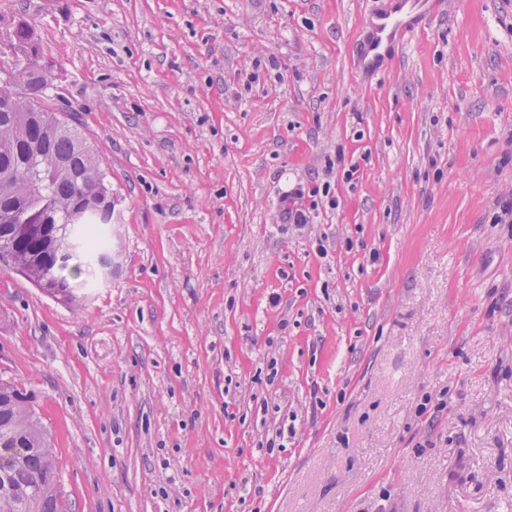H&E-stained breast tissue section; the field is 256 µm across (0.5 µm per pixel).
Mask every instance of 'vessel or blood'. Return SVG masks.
Wrapping results in <instances>:
<instances>
[{
    "label": "vessel or blood",
    "instance_id": "vessel-or-blood-1",
    "mask_svg": "<svg viewBox=\"0 0 512 512\" xmlns=\"http://www.w3.org/2000/svg\"><path fill=\"white\" fill-rule=\"evenodd\" d=\"M444 6L445 0H392L391 8L370 24L363 51L357 59L358 69L370 75L379 73L384 62L391 60L395 42L407 41L417 29L418 12L434 13Z\"/></svg>",
    "mask_w": 512,
    "mask_h": 512
}]
</instances>
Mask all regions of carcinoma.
Listing matches in <instances>:
<instances>
[{"mask_svg":"<svg viewBox=\"0 0 512 512\" xmlns=\"http://www.w3.org/2000/svg\"><path fill=\"white\" fill-rule=\"evenodd\" d=\"M29 55L20 44L12 53H0V71L11 70L13 80L0 83V171H17L20 177L4 197L23 200L30 223L40 224L51 215L53 224L45 236L18 246L17 260L31 282L60 284L79 296L87 281L69 274L96 277L107 257V241L101 233L106 225L96 212L78 220L72 215L77 197L95 192L106 179L94 149L77 131L45 105L48 77L29 78L30 66L21 63ZM72 240L73 252L57 263L50 256L54 236ZM46 430L20 398L13 384L0 383V512H63L58 471Z\"/></svg>","mask_w":512,"mask_h":512,"instance_id":"1","label":"carcinoma"}]
</instances>
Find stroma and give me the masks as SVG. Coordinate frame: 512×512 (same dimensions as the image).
I'll return each instance as SVG.
<instances>
[{
	"label": "stroma",
	"mask_w": 512,
	"mask_h": 512,
	"mask_svg": "<svg viewBox=\"0 0 512 512\" xmlns=\"http://www.w3.org/2000/svg\"><path fill=\"white\" fill-rule=\"evenodd\" d=\"M371 4L0 0L116 203L82 304L0 264L65 512H512V0L367 79Z\"/></svg>",
	"instance_id": "obj_1"
}]
</instances>
